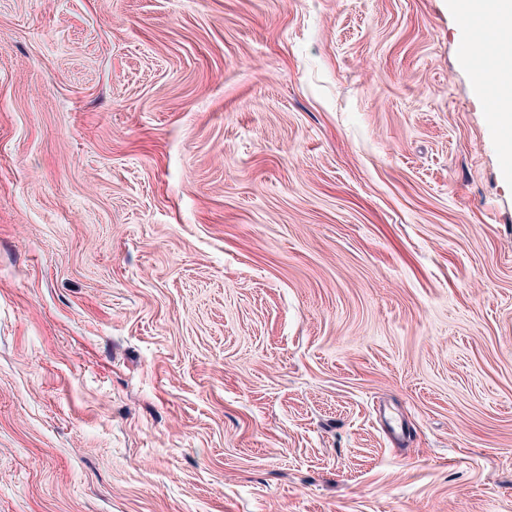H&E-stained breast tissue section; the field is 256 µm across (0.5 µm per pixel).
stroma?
Masks as SVG:
<instances>
[{"instance_id":"35a3bbf8","label":"stroma","mask_w":512,"mask_h":512,"mask_svg":"<svg viewBox=\"0 0 512 512\" xmlns=\"http://www.w3.org/2000/svg\"><path fill=\"white\" fill-rule=\"evenodd\" d=\"M449 0H0V512H512V177Z\"/></svg>"}]
</instances>
